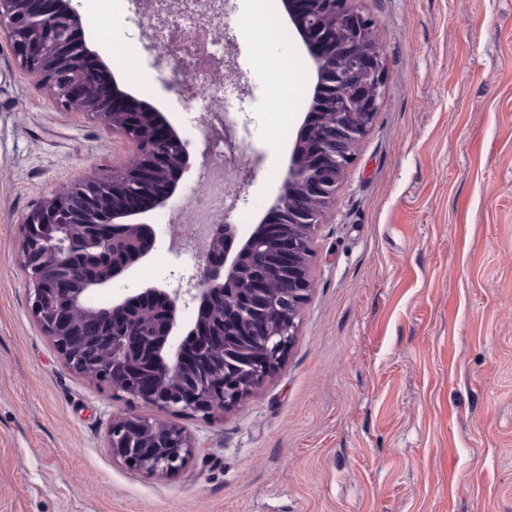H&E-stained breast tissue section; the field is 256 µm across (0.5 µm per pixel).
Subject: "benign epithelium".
I'll list each match as a JSON object with an SVG mask.
<instances>
[{
	"label": "benign epithelium",
	"instance_id": "7a95c632",
	"mask_svg": "<svg viewBox=\"0 0 512 512\" xmlns=\"http://www.w3.org/2000/svg\"><path fill=\"white\" fill-rule=\"evenodd\" d=\"M283 7L317 82L267 212L243 238L234 224L215 225L186 287L149 286L85 318L79 312L95 294L149 257L156 233L148 214L180 194L192 167L189 143L74 40L81 18L71 0H0V36L33 88L51 89L57 108L100 119L133 148L112 178L62 185L32 206L20 221L21 253L31 313L66 365L157 413L115 416L108 429L112 457L145 475H177L195 453L196 442L170 417L224 414L282 365L312 288L316 232L384 95L373 23L352 0H283ZM326 15L335 27L324 26ZM168 54L190 81L194 69L180 43ZM300 225L306 234L295 232ZM190 304L197 317L185 339L195 345L186 359L171 337Z\"/></svg>",
	"mask_w": 512,
	"mask_h": 512
}]
</instances>
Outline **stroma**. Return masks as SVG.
I'll return each mask as SVG.
<instances>
[{"instance_id":"1","label":"stroma","mask_w":512,"mask_h":512,"mask_svg":"<svg viewBox=\"0 0 512 512\" xmlns=\"http://www.w3.org/2000/svg\"><path fill=\"white\" fill-rule=\"evenodd\" d=\"M388 73L375 122L317 233L313 289L277 373L223 416L178 417L198 450L170 477L113 460V417L150 410L71 371L34 322L20 220L132 147L33 90L0 39V512H512V0H355ZM87 46L204 148L199 109L161 69L147 0H72ZM125 47L122 62L113 50ZM245 93L238 210L270 206L316 73L296 36L237 25ZM295 75L283 79L285 62ZM134 285L177 287L189 218L155 211Z\"/></svg>"}]
</instances>
